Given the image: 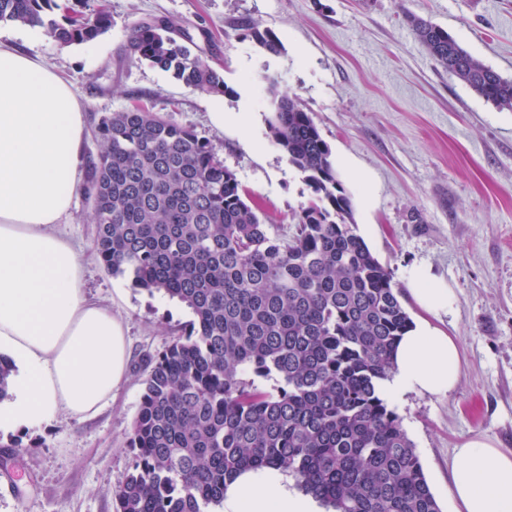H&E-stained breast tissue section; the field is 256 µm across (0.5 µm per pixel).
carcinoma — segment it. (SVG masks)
<instances>
[{"instance_id":"carcinoma-1","label":"carcinoma","mask_w":512,"mask_h":512,"mask_svg":"<svg viewBox=\"0 0 512 512\" xmlns=\"http://www.w3.org/2000/svg\"><path fill=\"white\" fill-rule=\"evenodd\" d=\"M57 8L56 0H0V23L42 27L65 46L112 27L104 7L59 20ZM406 19L439 65L512 110V79L444 29ZM241 27L265 51H281L272 32ZM125 54L190 88L226 92L192 37L164 18L134 24ZM267 93V137L313 191L288 242L194 129L139 105L97 126L87 196L101 263L193 314L147 361L115 512H210L239 473L271 468L333 512H441L401 417L379 392L412 324L400 291L357 233L331 150L298 96L276 78ZM273 376L282 385L272 392L256 384Z\"/></svg>"}]
</instances>
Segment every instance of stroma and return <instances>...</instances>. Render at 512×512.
Returning a JSON list of instances; mask_svg holds the SVG:
<instances>
[{
	"label": "stroma",
	"mask_w": 512,
	"mask_h": 512,
	"mask_svg": "<svg viewBox=\"0 0 512 512\" xmlns=\"http://www.w3.org/2000/svg\"><path fill=\"white\" fill-rule=\"evenodd\" d=\"M106 7L112 26L63 46L1 24L0 38L69 81L88 128L135 104L193 128L233 170L249 203L290 240L312 197L304 175L266 135L267 81L297 94L332 152L353 220L388 267L412 320L458 339L462 378L444 396L392 400L441 512H455L448 466L481 437L512 450V111L497 108L438 65L410 30L414 14L447 30L474 57L512 78V0H66ZM163 17L184 28L224 78L226 93L195 90L125 56L129 28ZM270 30V54L244 39L243 21ZM223 113L216 124L214 113ZM89 296L122 318L128 379L97 415H57L0 434V512H114L112 492L132 464L127 446L146 360L190 323L184 304L132 287L81 253ZM418 270L456 293L432 314L409 292Z\"/></svg>",
	"instance_id": "stroma-1"
}]
</instances>
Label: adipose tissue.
Segmentation results:
<instances>
[{"label":"adipose tissue","mask_w":512,"mask_h":512,"mask_svg":"<svg viewBox=\"0 0 512 512\" xmlns=\"http://www.w3.org/2000/svg\"><path fill=\"white\" fill-rule=\"evenodd\" d=\"M84 115L71 86L0 41V355L12 366L0 431L63 413H98L128 375L123 321L86 293L66 236L81 182ZM461 378L456 337L420 321L400 336L384 396L445 395ZM457 512H512V451L464 441L451 465ZM224 512H320L293 477L247 471L228 484Z\"/></svg>","instance_id":"1"}]
</instances>
